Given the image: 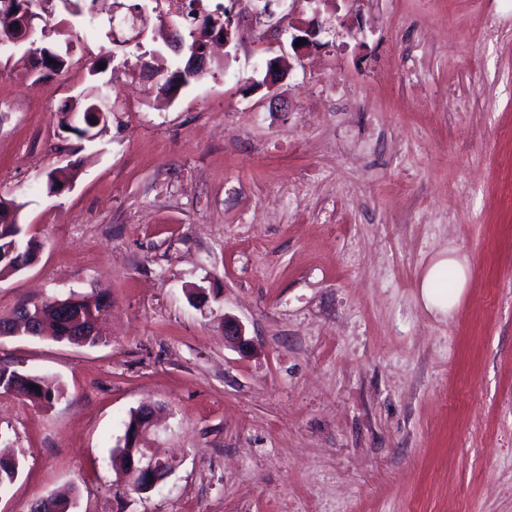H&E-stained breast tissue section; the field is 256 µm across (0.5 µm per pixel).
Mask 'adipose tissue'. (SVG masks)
Instances as JSON below:
<instances>
[{"mask_svg": "<svg viewBox=\"0 0 512 512\" xmlns=\"http://www.w3.org/2000/svg\"><path fill=\"white\" fill-rule=\"evenodd\" d=\"M470 271L467 258L456 254L455 250H447L425 272L420 283L421 298L428 309L443 314L451 313L463 296ZM452 273L451 288L439 285L445 273Z\"/></svg>", "mask_w": 512, "mask_h": 512, "instance_id": "ef3b65f1", "label": "adipose tissue"}]
</instances>
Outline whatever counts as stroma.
<instances>
[{
  "label": "stroma",
  "mask_w": 512,
  "mask_h": 512,
  "mask_svg": "<svg viewBox=\"0 0 512 512\" xmlns=\"http://www.w3.org/2000/svg\"><path fill=\"white\" fill-rule=\"evenodd\" d=\"M112 2L52 14L62 75L0 53V197L39 245L0 318L108 300L101 345L0 336V366L64 390L0 391V512L69 487L76 512H512V0H273L282 34L244 23L172 98L142 54L186 53L155 18L112 44ZM106 60L114 111L77 139L58 114ZM449 248L472 275L444 315L420 280ZM143 405L179 465L140 495L110 454Z\"/></svg>",
  "instance_id": "35a3bbf8"
}]
</instances>
